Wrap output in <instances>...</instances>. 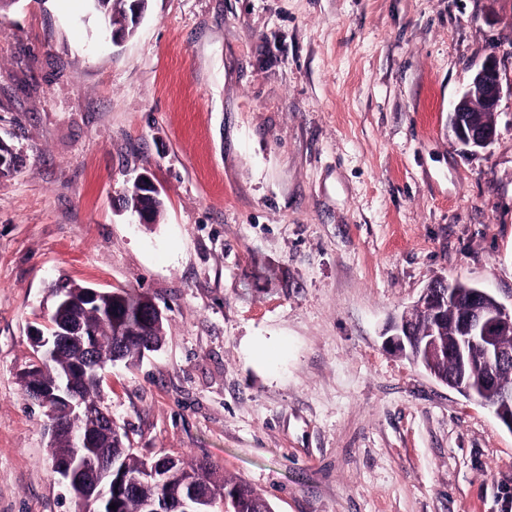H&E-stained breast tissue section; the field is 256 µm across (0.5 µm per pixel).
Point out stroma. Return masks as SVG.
<instances>
[{
    "instance_id": "obj_1",
    "label": "stroma",
    "mask_w": 512,
    "mask_h": 512,
    "mask_svg": "<svg viewBox=\"0 0 512 512\" xmlns=\"http://www.w3.org/2000/svg\"><path fill=\"white\" fill-rule=\"evenodd\" d=\"M490 56L512 0H148L118 44L90 0L1 8L0 512H78L19 382L61 281L162 313L103 391L137 456L273 512H512V432L384 335L439 278L512 312V90L487 148L449 128ZM145 178L147 177H140L138 181L142 184L143 187L148 189L149 192H146L143 195L145 197V200H143L142 204L138 205L136 208L132 210L133 213L136 215L138 222L141 224L145 223V217L148 214L147 208L144 207L147 203L146 199L153 201L159 196L160 193L156 185L152 182V180L148 179V182H145ZM163 206L164 204L160 197L153 202L148 224L156 223L157 218L160 216L161 211L163 210Z\"/></svg>"
}]
</instances>
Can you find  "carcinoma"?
I'll list each match as a JSON object with an SVG mask.
<instances>
[{
    "label": "carcinoma",
    "mask_w": 512,
    "mask_h": 512,
    "mask_svg": "<svg viewBox=\"0 0 512 512\" xmlns=\"http://www.w3.org/2000/svg\"><path fill=\"white\" fill-rule=\"evenodd\" d=\"M92 2L106 25L125 36L133 33L135 10L132 0ZM86 292L85 286L63 284V295L72 305L71 320L82 324L89 331L91 355L98 370L108 371L116 361L132 364L144 352L161 345L162 319L150 315L154 304L148 297L119 290L89 300ZM413 317L418 335L426 336L432 328L434 335L444 345L458 332V325L451 313L448 319L437 326L433 325L432 316L428 312L418 311ZM82 356L83 352L76 344L57 349L43 362L36 384L52 386L60 377L71 376L79 398L89 409L73 414L65 405L51 408L53 415L66 421L70 429V432L52 441V456L55 460L68 458L73 454L80 437L95 434L100 449L112 450L115 462L108 484L109 496L116 505L114 512H148L152 504L163 501L178 503L190 496L193 490L205 497L201 506L206 512H210L218 501L227 504L233 512H272L269 502L261 493L243 481L225 479L220 469L208 461L187 465L173 458L171 466L165 469V480L157 481L155 474L158 468L131 451L127 445V434L121 433V439L117 440L112 428L104 425L102 397L98 386L87 383L76 370ZM425 369L445 378L461 373L457 363L445 358L425 366ZM486 400L496 414L512 416V375L503 374L500 391L486 395Z\"/></svg>",
    "instance_id": "obj_1"
}]
</instances>
